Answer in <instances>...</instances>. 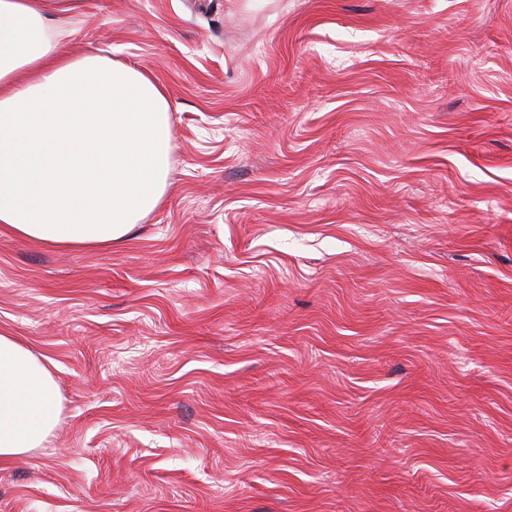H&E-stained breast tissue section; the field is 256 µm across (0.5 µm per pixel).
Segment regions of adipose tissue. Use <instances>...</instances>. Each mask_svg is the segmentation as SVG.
I'll return each instance as SVG.
<instances>
[{
	"instance_id": "1",
	"label": "adipose tissue",
	"mask_w": 512,
	"mask_h": 512,
	"mask_svg": "<svg viewBox=\"0 0 512 512\" xmlns=\"http://www.w3.org/2000/svg\"><path fill=\"white\" fill-rule=\"evenodd\" d=\"M55 0H0V225L58 248L122 241L168 189V104L137 70L49 36ZM61 402L46 364L0 334V460L42 447Z\"/></svg>"
}]
</instances>
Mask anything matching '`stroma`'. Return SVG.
I'll return each instance as SVG.
<instances>
[{"label": "stroma", "mask_w": 512, "mask_h": 512, "mask_svg": "<svg viewBox=\"0 0 512 512\" xmlns=\"http://www.w3.org/2000/svg\"><path fill=\"white\" fill-rule=\"evenodd\" d=\"M163 92L121 242L0 233L62 412L0 512H512V0H64Z\"/></svg>", "instance_id": "1"}]
</instances>
